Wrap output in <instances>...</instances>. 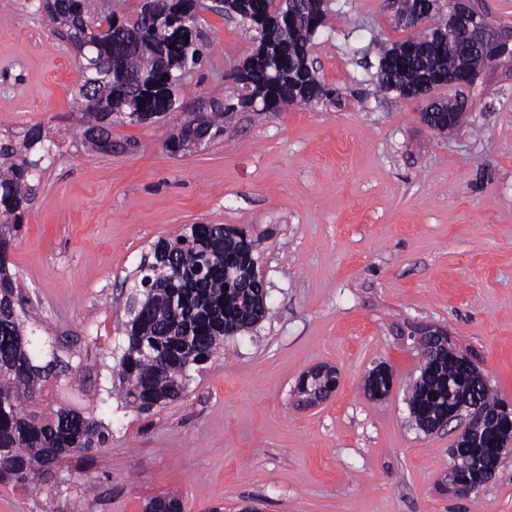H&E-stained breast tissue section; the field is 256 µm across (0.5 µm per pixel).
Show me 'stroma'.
<instances>
[{"instance_id":"1","label":"stroma","mask_w":512,"mask_h":512,"mask_svg":"<svg viewBox=\"0 0 512 512\" xmlns=\"http://www.w3.org/2000/svg\"><path fill=\"white\" fill-rule=\"evenodd\" d=\"M393 0H337L312 62L341 106L240 112L222 138L174 156L144 124L115 125L112 151L84 150L69 44L38 0H0V137L41 124L53 142L11 249L17 284L47 329L88 365L122 344L130 280L150 246L187 224H231L261 239L270 314L225 340L186 397L144 417L99 402L112 441L62 463L55 512H512V461L468 498L446 480L452 428L412 423L422 363L415 328L447 329L457 350L512 401V65L486 68L471 121L450 135L422 103L377 89L374 38L406 39ZM207 60L185 79L167 126L232 93L254 33L203 12ZM327 363L339 387L315 408L294 389ZM390 394L363 390L378 364Z\"/></svg>"}]
</instances>
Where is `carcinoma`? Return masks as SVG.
I'll use <instances>...</instances> for the list:
<instances>
[{"instance_id": "1", "label": "carcinoma", "mask_w": 512, "mask_h": 512, "mask_svg": "<svg viewBox=\"0 0 512 512\" xmlns=\"http://www.w3.org/2000/svg\"><path fill=\"white\" fill-rule=\"evenodd\" d=\"M218 13L233 12L256 33L234 95L206 113L204 129L193 133L190 120L163 131L172 154L190 152L224 135V119L243 108L268 112L278 103L337 104L340 90L327 85L309 66L312 38L326 26L329 0H224ZM397 24L416 33L378 49L376 85L419 98L448 87L454 94L422 111L438 132L467 119L469 81L496 61L512 58V43L491 50L466 37L448 36V24L435 12L417 19L397 0ZM42 20L71 44L85 46L78 63L82 82L73 96L78 134L91 152L112 153V125L121 114L152 116L159 123L180 108L182 75L201 66L208 46L198 12L213 10L204 0H162L149 19L139 11L117 14L112 0L95 9L87 0H39ZM49 137L40 125L18 136L0 138V484L51 497L55 468L74 453H92L112 439V418L92 403L115 395L124 409L149 414L186 395L191 371L201 369L221 348L224 337L252 329L268 313L266 281L259 266V239L222 224H189L152 244V261L174 256L166 275L139 289V312L124 322L126 346L102 385L101 373L75 352L39 344L38 320L23 298L10 268L8 249L34 198L49 155ZM424 364L410 386L409 410L424 424L448 413V404L476 400L490 413L501 400L489 386L476 387L463 362L448 352V340L428 341ZM89 389L82 406L38 410L48 386L70 372ZM389 375L369 376L366 395L378 400L390 391ZM457 476L465 483L488 479L483 448H457ZM145 512H184L179 497L162 494Z\"/></svg>"}]
</instances>
